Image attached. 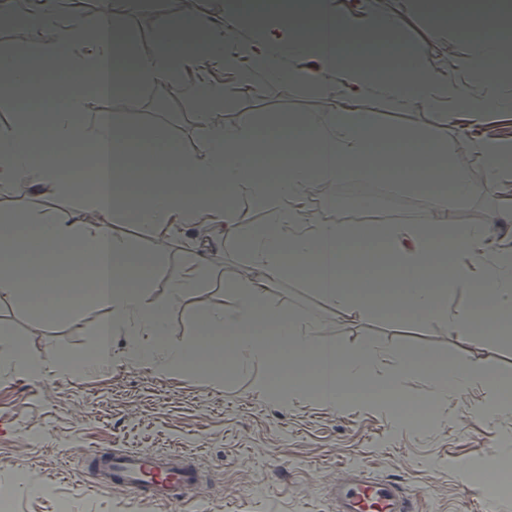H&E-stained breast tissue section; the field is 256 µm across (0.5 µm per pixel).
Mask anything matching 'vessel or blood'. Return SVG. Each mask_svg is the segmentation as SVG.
<instances>
[{"label":"vessel or blood","mask_w":512,"mask_h":512,"mask_svg":"<svg viewBox=\"0 0 512 512\" xmlns=\"http://www.w3.org/2000/svg\"><path fill=\"white\" fill-rule=\"evenodd\" d=\"M90 461L104 489H120L144 500L181 503L191 499L201 484L197 467L178 451L118 452L110 448L80 450ZM331 492L336 512H412L413 496L400 484L376 480L360 471L345 472L334 480Z\"/></svg>","instance_id":"obj_1"}]
</instances>
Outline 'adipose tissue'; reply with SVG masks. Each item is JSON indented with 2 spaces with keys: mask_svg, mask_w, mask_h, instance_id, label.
I'll list each match as a JSON object with an SVG mask.
<instances>
[{
  "mask_svg": "<svg viewBox=\"0 0 512 512\" xmlns=\"http://www.w3.org/2000/svg\"><path fill=\"white\" fill-rule=\"evenodd\" d=\"M503 0H482L479 13L459 5L449 15L466 33L462 69L495 79L496 63L512 56V39L502 36ZM124 0H110L98 21L71 14L66 0H30L11 22L38 30L0 53V93L15 101L34 94L27 57L51 68L64 66L70 81L57 94L52 111L0 126V193L26 190L33 196L71 197L82 190L79 208L56 207L0 214V301L19 303L39 317L78 316L105 309L87 364H112V336L127 329L125 358L149 364L156 373L182 371L205 343L224 344L234 365L276 355L281 365L307 354L317 380L314 394L325 405H345L342 379L362 381L374 374L380 357L372 344L341 349L315 341V321L302 320L274 306L270 292L279 282L307 275L308 284L327 302L353 310H399L443 318L450 331L467 335L480 329L498 337L494 323L512 312V249L491 247L484 228L458 227L448 208L464 206L482 195L486 184L499 187L489 221L512 223V141L473 139L471 145L488 178L476 184L453 170L403 163L401 174L414 181L450 183V194L431 197L427 212L406 227L391 224L324 223L308 208L310 180L336 181L354 173L365 180L392 168L390 157H373L382 141L411 147L422 155L445 154V142L425 131L383 126L378 114L364 112L359 99L380 95L386 107L402 110L422 104L448 112V120L481 124L494 112H511L512 101L494 95L474 96L459 83L441 82L422 61V46L403 45L386 37L400 21L388 12H373L360 24L343 15L334 0H226L224 23L203 24L194 12L179 27L164 17L155 24L164 48L136 55L117 23ZM252 28L256 36L236 42L232 32ZM202 34L204 48L185 50L189 32ZM307 55L311 69L285 68L288 58ZM233 71L238 83L291 82L329 88L332 111L282 114L259 126L240 123L207 126L197 156L182 154L161 132L136 138L130 125L109 113L88 114L89 95L74 83L90 69L103 73V93L120 95L130 85L177 84L194 102L200 118L224 106V85L206 77L211 64ZM46 147L34 149L35 140ZM267 209V229L244 228L240 201ZM124 212L147 225L153 238L166 242L189 224L211 225L208 241L189 246L188 258L162 297L151 298L156 258L130 238L116 233L112 217ZM235 244L251 274L232 284L220 306L198 316V339L177 346L166 342L167 311L201 288L211 251ZM377 246L385 258L381 271L346 270L348 246ZM465 287L467 300L449 305L447 287ZM478 384L497 392L512 388V378L476 372L466 360L449 364L432 377L433 396L461 397Z\"/></svg>",
  "mask_w": 512,
  "mask_h": 512,
  "instance_id": "adipose-tissue-1",
  "label": "adipose tissue"
}]
</instances>
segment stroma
<instances>
[{
  "instance_id": "obj_1",
  "label": "stroma",
  "mask_w": 512,
  "mask_h": 512,
  "mask_svg": "<svg viewBox=\"0 0 512 512\" xmlns=\"http://www.w3.org/2000/svg\"><path fill=\"white\" fill-rule=\"evenodd\" d=\"M377 7L400 14L394 40L424 48V64L439 80L466 83L483 96L487 84L462 72L461 50L453 28H442L435 13L415 0H375ZM229 101L211 120L218 124H266L283 113L324 112L331 103L322 91L293 83L239 85L216 69ZM359 108L375 112L383 125L427 130L445 140L454 168L471 182L486 171L470 140L446 124L439 111L414 106L386 111L379 96L361 99ZM89 113L108 112L133 120L144 133L164 129L188 156L197 155L203 137L192 101L179 87L141 86L136 102L123 97L93 98ZM119 233L146 253H157L147 293L164 294L176 278L189 243L206 236L193 225L157 248L147 227L118 216ZM206 287L168 311L166 339L185 345L197 338V317L204 306L224 302L225 283L245 279L246 260L232 245L209 257ZM273 305L302 318L319 319L316 338L351 348L375 343L423 350L435 366L464 358L477 369L512 376V334L494 342L480 335L450 332L443 320L396 315H352L324 302L308 283L291 278L272 289ZM100 310L78 317L42 320L20 305H0V329L8 331L26 354L44 367L77 360L92 350ZM269 365L242 367L231 378L202 369L160 378L144 365L116 359L112 368L34 381L19 372H0V488L9 487L18 512H56V498L68 496L71 512H193L192 508L147 502L123 492L102 490L85 468L81 448L179 450L208 476L201 494L207 512H334L328 482L341 471L360 467L371 475L418 491L416 512H512V497L484 503V489L467 483L461 462L485 467L505 442H512V414L483 421L471 413L487 396L484 387L469 396L443 401L431 396L430 373H402L395 385L401 400L428 407L432 423L393 427L385 411L360 405L339 411L321 405L309 393H285L283 400L256 398L251 388L270 374Z\"/></svg>"
}]
</instances>
